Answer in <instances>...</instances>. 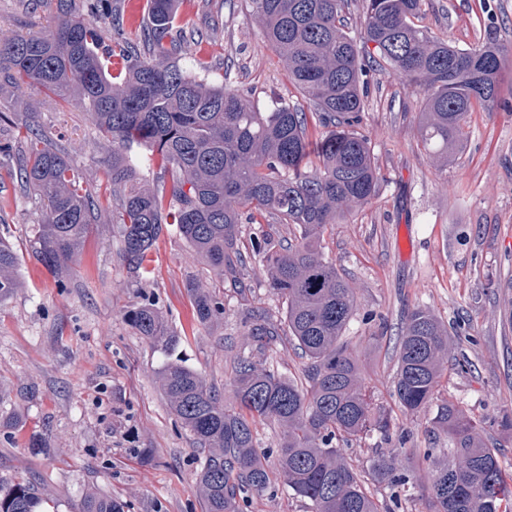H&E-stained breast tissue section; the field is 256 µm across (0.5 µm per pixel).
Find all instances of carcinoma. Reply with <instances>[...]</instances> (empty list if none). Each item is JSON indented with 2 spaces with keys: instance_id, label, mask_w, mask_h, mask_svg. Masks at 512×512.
Masks as SVG:
<instances>
[{
  "instance_id": "obj_1",
  "label": "carcinoma",
  "mask_w": 512,
  "mask_h": 512,
  "mask_svg": "<svg viewBox=\"0 0 512 512\" xmlns=\"http://www.w3.org/2000/svg\"><path fill=\"white\" fill-rule=\"evenodd\" d=\"M179 0H149L144 45L107 38L72 0H57L53 27L33 35L0 26V87L37 84L61 96L75 93L99 134L112 141V196L123 256L132 272L175 224L184 240L231 287L247 288L238 269L241 211L292 224L296 243L254 244L269 286L284 305V320L253 316L248 335L263 353L286 333L308 360L302 378L280 374L254 356L235 357L233 401L190 367L152 304L129 321L165 360L159 381L172 414L204 447L198 485L205 512H246L251 497L284 484L310 502L311 512H396L415 480L410 460L432 467V512H512L509 475L495 449L455 403L432 419L433 435L451 447L406 448L410 433L376 403L357 359L342 342L355 310L354 287L327 261L318 242L380 190L368 138L355 130L365 100L360 84L370 66L399 75L421 95L420 138L441 167L462 151L471 112L495 102L512 42L487 36L467 48L421 24L427 0H364L360 34L348 31V0H243L283 63L288 81L313 108L279 102L262 111L234 90L213 84L202 69L179 65L187 47L175 26ZM323 129L312 138L309 126ZM143 146L170 177L167 190L150 185V168L137 170L127 154ZM18 177L42 207L29 241L31 255L49 272L67 267L85 244L99 213L84 176L46 136L27 128L17 146ZM19 255L0 237V298L21 286ZM196 320L223 314L215 296L191 288ZM448 364V327L425 308L411 311L399 343L392 395L409 414L431 407ZM284 429L278 468L258 447L256 426ZM378 434L400 447L354 467L341 445ZM385 488L374 498L368 481ZM31 483L0 487V512H44ZM79 512H123L112 497L89 492Z\"/></svg>"
}]
</instances>
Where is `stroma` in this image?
<instances>
[{"instance_id":"35a3bbf8","label":"stroma","mask_w":512,"mask_h":512,"mask_svg":"<svg viewBox=\"0 0 512 512\" xmlns=\"http://www.w3.org/2000/svg\"><path fill=\"white\" fill-rule=\"evenodd\" d=\"M106 36L142 42L146 0H75ZM54 0H0V22L26 35L53 23ZM189 46L180 63H208L214 82L268 110L294 90L241 0H179ZM436 35L467 45L490 34L512 41V0H431L422 19ZM366 135L382 177L378 196L327 228L325 258L354 287L357 310L346 332L376 399L391 396L399 338L411 310H430L448 327V373L436 396L473 418L512 473V85L491 111L473 112L469 138L447 169L420 141L417 95L393 74L364 73ZM0 103L50 136L79 167L98 205L84 248L59 275L29 253L41 206L17 168L0 164V235L20 255L22 285L0 298V485L32 482L47 512H78L92 489L125 512H205L197 474L202 454L170 412L157 373L164 355L140 336L129 313L150 302L180 336L187 362L231 400V361L249 351L252 317H281L262 265L248 256L250 287L240 297L169 226L131 272L112 222V145L100 139L78 96L34 84L0 88ZM216 294L223 315L193 317L191 286Z\"/></svg>"}]
</instances>
